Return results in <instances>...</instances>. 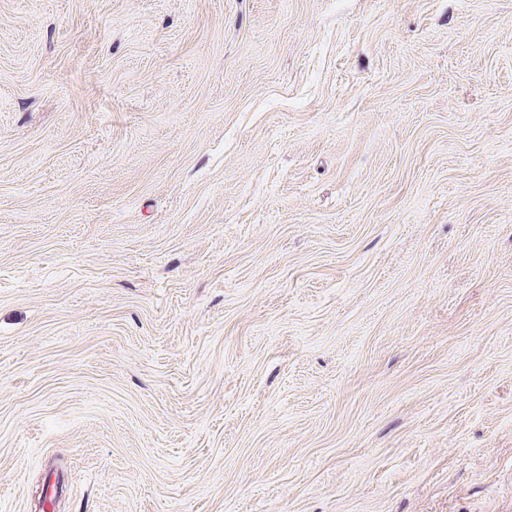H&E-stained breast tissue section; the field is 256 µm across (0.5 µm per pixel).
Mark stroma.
I'll use <instances>...</instances> for the list:
<instances>
[{
  "mask_svg": "<svg viewBox=\"0 0 512 512\" xmlns=\"http://www.w3.org/2000/svg\"><path fill=\"white\" fill-rule=\"evenodd\" d=\"M0 512H512V0H0Z\"/></svg>",
  "mask_w": 512,
  "mask_h": 512,
  "instance_id": "1",
  "label": "stroma"
}]
</instances>
